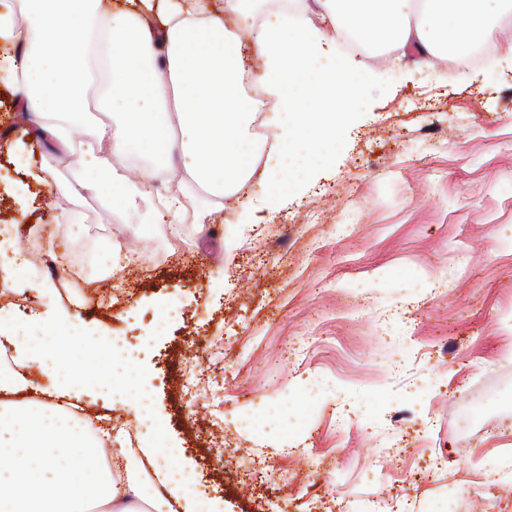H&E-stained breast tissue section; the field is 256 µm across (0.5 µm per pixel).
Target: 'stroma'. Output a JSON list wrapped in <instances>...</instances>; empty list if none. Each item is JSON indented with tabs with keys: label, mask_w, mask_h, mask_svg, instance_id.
I'll use <instances>...</instances> for the list:
<instances>
[{
	"label": "stroma",
	"mask_w": 512,
	"mask_h": 512,
	"mask_svg": "<svg viewBox=\"0 0 512 512\" xmlns=\"http://www.w3.org/2000/svg\"><path fill=\"white\" fill-rule=\"evenodd\" d=\"M491 45L463 70L361 58L375 84L313 180L269 208L257 173L248 221L186 196L174 240L146 210L74 200L70 156L0 89V225L53 243L31 308L149 337L161 431L224 512H512V476L488 473L512 459V59ZM74 225L90 255L118 234L147 259L62 289Z\"/></svg>",
	"instance_id": "1"
}]
</instances>
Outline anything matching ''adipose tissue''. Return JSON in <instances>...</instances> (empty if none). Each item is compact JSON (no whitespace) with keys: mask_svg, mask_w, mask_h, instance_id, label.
I'll return each instance as SVG.
<instances>
[{"mask_svg":"<svg viewBox=\"0 0 512 512\" xmlns=\"http://www.w3.org/2000/svg\"><path fill=\"white\" fill-rule=\"evenodd\" d=\"M256 0H224L239 28L209 0H168L161 25L153 0L116 8L112 0H20L27 16L0 10V86L35 128L48 129L73 159L67 186L75 199L100 196L124 209L149 202L162 172L202 197L243 190L256 145L254 103L242 87L239 29L261 61L255 79L278 110L269 126L277 151L272 184L296 186L335 150L346 108L371 88L369 71L337 50L342 34L370 49L414 46L421 61L460 54L493 39L512 17V0H314L311 14H267ZM99 82L97 119L88 90ZM0 339L13 352L0 369V392L30 385L38 365L63 395L93 385L132 398L149 451L159 446L153 393L134 376L132 353L97 337L80 319L52 312L20 318L0 309ZM103 442L71 410L51 404L0 403V512H223L203 497L189 471L163 466L167 496L150 495L136 476L116 482L102 463Z\"/></svg>","mask_w":512,"mask_h":512,"instance_id":"adipose-tissue-1","label":"adipose tissue"}]
</instances>
